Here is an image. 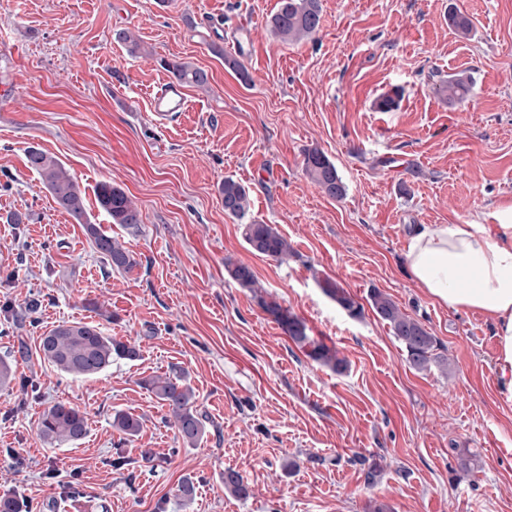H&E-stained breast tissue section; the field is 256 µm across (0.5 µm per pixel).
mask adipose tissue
Listing matches in <instances>:
<instances>
[{
    "instance_id": "obj_1",
    "label": "adipose tissue",
    "mask_w": 512,
    "mask_h": 512,
    "mask_svg": "<svg viewBox=\"0 0 512 512\" xmlns=\"http://www.w3.org/2000/svg\"><path fill=\"white\" fill-rule=\"evenodd\" d=\"M494 227L442 224L414 235L406 253L414 278L436 301L491 318L497 328L500 388L512 400V205Z\"/></svg>"
}]
</instances>
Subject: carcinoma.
<instances>
[{
	"label": "carcinoma",
	"mask_w": 512,
	"mask_h": 512,
	"mask_svg": "<svg viewBox=\"0 0 512 512\" xmlns=\"http://www.w3.org/2000/svg\"><path fill=\"white\" fill-rule=\"evenodd\" d=\"M321 23L320 0H278V8L269 21L272 34L284 43L310 38L317 33ZM173 77L197 88L208 86L207 73L186 62L166 63ZM438 92L451 101H463L472 93V84L465 76H448ZM28 167L37 173L55 203L77 224L83 225L85 234L94 250L112 267L129 270L135 259L121 242L92 223L87 212L85 194L70 170L48 152L29 147L26 150ZM304 169L309 178L330 198H341L346 186L336 165L318 149L308 151ZM224 197V211L243 219L248 213L250 200L244 185L232 178L224 179L220 187ZM99 207L112 223L135 228L141 223L140 211L133 199L121 188L109 182L97 188ZM242 235L249 248L277 261L288 259L291 246L288 240L270 224L256 221L243 225ZM230 276L244 288L257 287L252 269L246 264H233L228 268ZM322 291L350 316L358 317L362 308L349 293L335 281H320ZM263 309L270 314L288 334L295 345L309 357L333 370L343 369V361L336 351L318 342L308 333L307 325L297 316L284 310L275 301L260 300ZM370 305L373 312L391 328L393 336L401 343L407 362L417 370H427L438 359L435 354L436 339L421 323L401 312L385 293L372 290ZM40 358L57 370L79 378H95L118 360L135 361L140 358V346L107 336L91 322H64L40 336ZM142 386L152 393L161 406L168 409L170 417L185 445L196 446L206 433L207 416L196 405L192 389L177 374L153 375L142 380ZM112 427L127 438L137 436L142 428L141 418L126 411H117L112 417ZM40 438L49 445L75 443L87 434L85 414L77 407L57 402L42 411L37 423ZM224 487L235 497L246 499L251 490L239 472L224 471Z\"/></svg>",
	"instance_id": "carcinoma-1"
}]
</instances>
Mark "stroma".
I'll return each mask as SVG.
<instances>
[{
    "instance_id": "1",
    "label": "stroma",
    "mask_w": 512,
    "mask_h": 512,
    "mask_svg": "<svg viewBox=\"0 0 512 512\" xmlns=\"http://www.w3.org/2000/svg\"><path fill=\"white\" fill-rule=\"evenodd\" d=\"M277 3L0 0V85L11 88L0 106V359L16 366L0 388V492L33 512H512V401L499 392L495 324L440 304L406 262L417 229L488 224L512 204V0H321L319 32L288 44L268 25ZM244 18L254 42L242 76L225 63L224 35ZM121 29L144 54L116 42ZM167 61L210 82L160 123L149 94ZM451 74L471 80L466 101L438 93ZM385 96L391 109L378 107ZM31 146L70 169L91 221L136 267L99 258L28 169ZM314 148L335 163L344 198L305 174ZM227 177L247 188L249 220L288 238V261L249 250L224 211ZM102 182L133 198L139 228L110 223L96 204ZM13 213L23 223H8ZM231 263L250 266L261 292L240 287ZM325 277L360 317L322 293ZM374 289L435 336L447 368L409 366L369 305ZM31 298L42 302L37 321L19 323ZM264 298L302 319L345 370L307 356ZM79 320L137 342L140 359L94 379L41 361L40 336ZM171 371L186 373L208 416L194 448L141 386ZM56 402L85 413L80 442L40 440L38 417ZM118 411L141 417L137 437L113 429ZM459 448L475 455L470 472ZM229 467L251 497L225 490ZM187 477L197 494L183 508ZM322 291L336 304L345 310L350 316L358 317L362 313V308L344 288H341L335 281L325 278L319 283Z\"/></svg>"
}]
</instances>
